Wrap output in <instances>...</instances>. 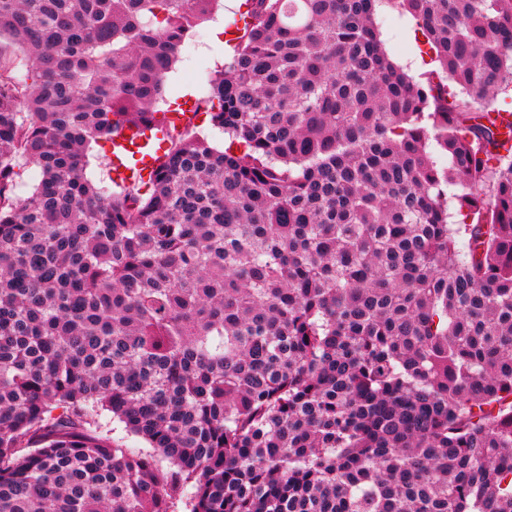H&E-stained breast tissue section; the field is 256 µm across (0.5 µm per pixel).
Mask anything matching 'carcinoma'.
I'll list each match as a JSON object with an SVG mask.
<instances>
[{"label":"carcinoma","instance_id":"1","mask_svg":"<svg viewBox=\"0 0 512 512\" xmlns=\"http://www.w3.org/2000/svg\"><path fill=\"white\" fill-rule=\"evenodd\" d=\"M216 2L0 0V512H512V0H248L244 150L92 181ZM382 32L388 40V47L396 60L413 59L417 62L418 57L424 56L428 64L422 62V66L417 64L416 75L433 69L430 62V55L426 56L423 51L428 50L427 46L420 41L415 40L414 32L406 18H402L395 11H387L383 17ZM104 154L107 156L104 157ZM109 153V146L106 144L101 151L100 148L97 146V154L94 155L93 158H91V163L87 169V175L94 181H98L99 179H103L107 184L111 185V182L109 180V177H115V174L112 173V170H109V166L107 163L109 160L107 158ZM102 422L105 425V429L108 431V436H110L114 444L118 445L120 448H127L132 452H139L142 450L151 451V448H147L149 445L146 444L144 440L129 434L125 430L124 424L116 420L112 421L110 415L104 417Z\"/></svg>","mask_w":512,"mask_h":512}]
</instances>
